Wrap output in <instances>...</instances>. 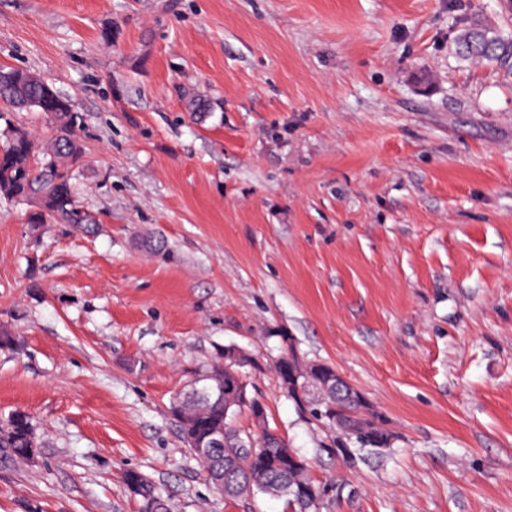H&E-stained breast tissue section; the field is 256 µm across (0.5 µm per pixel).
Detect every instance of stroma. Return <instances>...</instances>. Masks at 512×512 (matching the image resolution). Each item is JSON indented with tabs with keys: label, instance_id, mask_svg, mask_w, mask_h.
Segmentation results:
<instances>
[{
	"label": "stroma",
	"instance_id": "obj_1",
	"mask_svg": "<svg viewBox=\"0 0 512 512\" xmlns=\"http://www.w3.org/2000/svg\"><path fill=\"white\" fill-rule=\"evenodd\" d=\"M477 21L512 33L502 0H0V66L82 116L95 219L0 201V422L38 440L0 512H139L130 469L171 512H286L213 493L172 413L228 345L323 512H512V78L458 57ZM285 336L390 452L288 398ZM349 444H353L359 450L376 451L380 453L384 450H390L394 442L390 441V435L387 430L381 431L374 429L372 439L362 440L356 436H351L350 440L344 439Z\"/></svg>",
	"mask_w": 512,
	"mask_h": 512
}]
</instances>
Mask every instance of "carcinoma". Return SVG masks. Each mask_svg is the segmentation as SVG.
<instances>
[{
  "mask_svg": "<svg viewBox=\"0 0 512 512\" xmlns=\"http://www.w3.org/2000/svg\"><path fill=\"white\" fill-rule=\"evenodd\" d=\"M457 45L460 53L468 59L489 65L507 76L512 75V34L506 35L492 24H475L460 34ZM21 109L43 113L49 124L50 135L40 139L31 131L12 124L9 113ZM0 120L5 122V128L0 132L4 138L0 144V199L15 203L17 196L26 191L41 192L54 202L52 222L86 226V221L80 217L73 188V171L81 164L84 151L70 145L74 128L81 124L80 114L70 111L63 94L51 89L50 84L27 70L14 82L0 83ZM34 145L38 147V159L32 161L30 149ZM331 404L353 414L362 412L356 397L333 396L323 391L303 410L328 426L327 409ZM226 405V401L216 396L201 401L186 398L181 400V413L188 417L201 415L210 422L224 425L239 448L255 442L254 451L267 458L270 466L255 467L246 452L232 455L224 448H213L207 454H195L208 485L214 491H219L214 475L229 469L231 479L224 484V498L228 500H247L263 494L285 500L290 512H320L324 500L315 504L308 499L297 498L294 491L301 484H312L325 495L328 483L312 478L305 458L290 448L282 437L269 433L259 437L239 430L235 420L242 408L226 413ZM29 426L30 419L22 417L15 423L13 436H0V448L12 449L18 461L26 447V439L33 435ZM348 443L360 450L378 453L393 446L389 432L379 429L373 431L370 439L362 440L353 436ZM131 494L137 498L141 509L153 503L158 512L167 510L161 491L148 480H138Z\"/></svg>",
  "mask_w": 512,
  "mask_h": 512,
  "instance_id": "obj_1",
  "label": "carcinoma"
}]
</instances>
